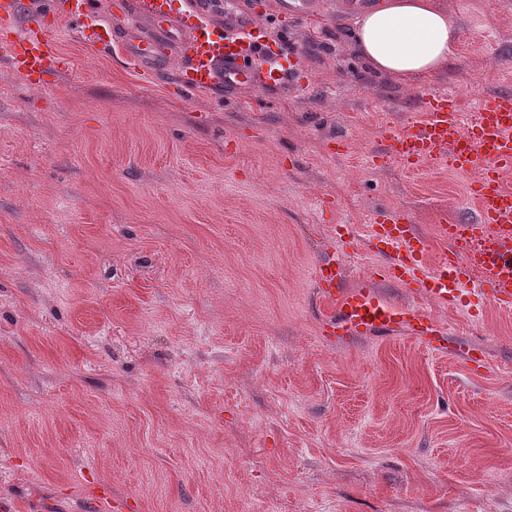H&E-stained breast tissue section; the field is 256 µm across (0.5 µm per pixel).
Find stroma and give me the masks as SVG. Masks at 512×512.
Masks as SVG:
<instances>
[{
    "mask_svg": "<svg viewBox=\"0 0 512 512\" xmlns=\"http://www.w3.org/2000/svg\"><path fill=\"white\" fill-rule=\"evenodd\" d=\"M448 66L360 58L344 0L255 12L308 85L183 95L55 26L68 64L0 61V502L14 512H512V311L478 318L375 276L398 208L435 250L474 212L447 162L371 165L421 92L512 91V0H445ZM348 143L337 151L335 139ZM336 259L447 334L329 336ZM483 349L473 371L458 342Z\"/></svg>",
    "mask_w": 512,
    "mask_h": 512,
    "instance_id": "1",
    "label": "stroma"
}]
</instances>
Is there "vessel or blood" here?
Returning <instances> with one entry per match:
<instances>
[{"mask_svg": "<svg viewBox=\"0 0 512 512\" xmlns=\"http://www.w3.org/2000/svg\"><path fill=\"white\" fill-rule=\"evenodd\" d=\"M148 18L146 31L128 36L125 49L149 76L164 68L167 45L178 41L186 65L179 83L193 95L219 87H272L295 81V66L271 64L263 29L239 0H136ZM93 0H41L39 16L23 34L14 18L0 21V59L25 77L60 68L66 60L41 26L44 17L67 20L77 29L91 26ZM425 116L404 131L384 128L385 155L406 167L447 159L454 172L471 176L473 216L441 225L448 251L429 261L430 240L406 217L387 210L376 214L372 234L389 248L380 277L416 285L433 304L469 308L493 305L512 310V192L503 172L512 170V91L485 96L469 120H462L456 94H426ZM317 286L331 301L327 333L383 336L402 331L428 345L441 333L437 321L414 306H396L374 288L343 290L335 261L317 269Z\"/></svg>", "mask_w": 512, "mask_h": 512, "instance_id": "obj_1", "label": "vessel or blood"}]
</instances>
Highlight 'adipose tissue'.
<instances>
[{
    "label": "adipose tissue",
    "instance_id": "adipose-tissue-1",
    "mask_svg": "<svg viewBox=\"0 0 512 512\" xmlns=\"http://www.w3.org/2000/svg\"><path fill=\"white\" fill-rule=\"evenodd\" d=\"M458 23L443 0H376L355 20V45L373 70L412 83L454 56Z\"/></svg>",
    "mask_w": 512,
    "mask_h": 512
}]
</instances>
